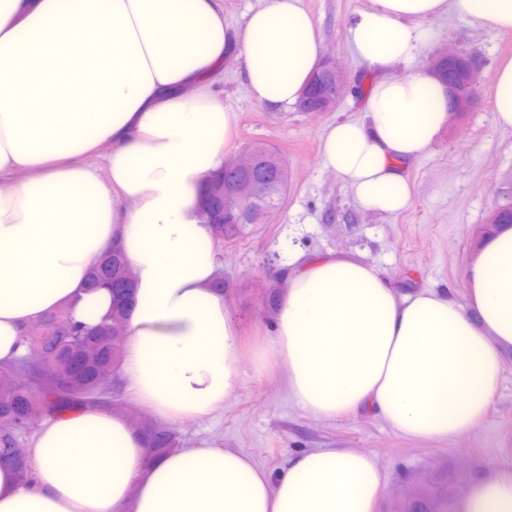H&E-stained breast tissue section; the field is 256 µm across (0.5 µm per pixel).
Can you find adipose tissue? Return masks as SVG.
Masks as SVG:
<instances>
[{
    "label": "adipose tissue",
    "mask_w": 512,
    "mask_h": 512,
    "mask_svg": "<svg viewBox=\"0 0 512 512\" xmlns=\"http://www.w3.org/2000/svg\"><path fill=\"white\" fill-rule=\"evenodd\" d=\"M449 11L512 31V0H368L348 24L376 79L360 117L326 128L321 159L366 211L410 206L406 169L448 121V91L411 61L431 40L426 21ZM232 42L268 108L295 104L323 59L300 0H264L238 31L219 0H0V366L51 314L102 325L112 290L89 281L116 250L133 274L127 395L185 425L236 392L239 329L201 204L233 142L217 90ZM488 93L494 124L512 129V58ZM98 153L105 182L84 162ZM467 276L463 305L445 289L400 292L349 254L289 250L252 359L313 415L367 412L405 437H461L487 414L512 349V224L484 238ZM27 459L26 484L0 466V512H377L384 482L353 448L293 455L275 476L211 437L151 458L142 430L100 407L41 422ZM455 512H512V471L469 484Z\"/></svg>",
    "instance_id": "ef3b65f1"
}]
</instances>
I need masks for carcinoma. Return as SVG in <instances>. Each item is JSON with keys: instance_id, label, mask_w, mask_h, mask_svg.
I'll return each mask as SVG.
<instances>
[{"instance_id": "1", "label": "carcinoma", "mask_w": 512, "mask_h": 512, "mask_svg": "<svg viewBox=\"0 0 512 512\" xmlns=\"http://www.w3.org/2000/svg\"><path fill=\"white\" fill-rule=\"evenodd\" d=\"M245 150L263 161L268 191L258 200L236 206L232 214H224V223L217 226L222 241L235 240L245 225L256 223L262 209L278 205L288 192V165L275 148L254 142L247 144ZM238 177V173L224 171V186H216L205 197L210 217H215L223 208L221 190H229ZM487 223L512 224V204L493 208ZM130 277L128 263L115 252L104 259L91 282L109 286L117 278L128 280ZM128 305L127 297L113 305L110 321L96 330L82 327L61 312L42 323L40 334L24 332L27 349L38 354L40 365L30 366L23 357L12 365L0 366V456L13 453L17 441L33 428L35 415L56 417L99 401L103 393L99 381L112 379L122 360L125 333L121 327L125 326ZM72 359L81 363L79 374L69 378L54 374V370ZM141 429L147 438L150 459L178 447L176 437L167 429L150 423L142 424Z\"/></svg>"}]
</instances>
